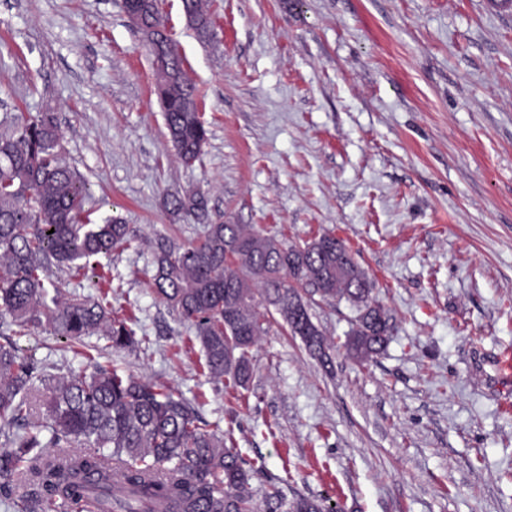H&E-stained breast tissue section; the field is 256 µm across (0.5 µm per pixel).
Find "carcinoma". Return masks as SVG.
<instances>
[{"label":"carcinoma","instance_id":"obj_1","mask_svg":"<svg viewBox=\"0 0 512 512\" xmlns=\"http://www.w3.org/2000/svg\"><path fill=\"white\" fill-rule=\"evenodd\" d=\"M198 36L211 24L204 0H182ZM157 96L178 160L192 165L207 141L196 112L197 92L177 49L156 72ZM85 180L65 159L52 109L18 112L0 123V311L15 336L45 326L82 345L96 334L115 349L136 343L127 321L89 297L66 295L50 281L52 268L78 275L91 260L130 245L135 235L121 218L91 222ZM170 205L208 218L200 193ZM344 241L322 234L288 244L248 224H208L182 248L163 244L153 288L168 307L195 326L208 375L245 388L250 351L268 333L272 306L308 354L328 363L332 346L311 320L309 300L347 303L354 317L341 347L357 362L373 360L394 331L392 317L373 297L375 285ZM51 424L29 425L40 397ZM0 489L24 483L20 512L65 506L91 512H329L321 502L288 499L275 483L253 487V469L224 438L199 425L172 389L94 364L58 377L0 344ZM120 475L123 492L112 491Z\"/></svg>","mask_w":512,"mask_h":512}]
</instances>
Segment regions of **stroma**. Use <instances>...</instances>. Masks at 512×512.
Segmentation results:
<instances>
[{"label":"stroma","mask_w":512,"mask_h":512,"mask_svg":"<svg viewBox=\"0 0 512 512\" xmlns=\"http://www.w3.org/2000/svg\"><path fill=\"white\" fill-rule=\"evenodd\" d=\"M201 41L160 0L207 129L182 166L152 58L120 0H0V116L57 112L91 219L141 245L100 257L71 294L112 283L144 342L71 344L38 327L21 354L54 374L90 361L171 386L208 431L232 430L257 487L337 512H512V0H209ZM205 193L212 221L300 243L341 238L392 315L385 351L341 344L346 304L312 305L335 344L310 358L273 315L246 388L203 370L192 323L154 293L157 245L204 224L170 195Z\"/></svg>","instance_id":"obj_1"}]
</instances>
